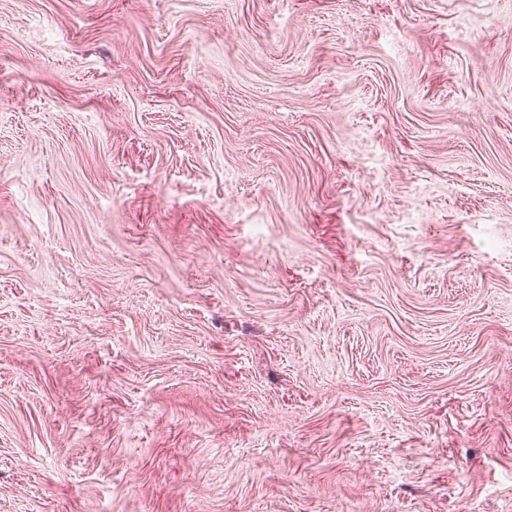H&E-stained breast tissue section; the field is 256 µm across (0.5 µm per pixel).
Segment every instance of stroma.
I'll list each match as a JSON object with an SVG mask.
<instances>
[{
  "mask_svg": "<svg viewBox=\"0 0 512 512\" xmlns=\"http://www.w3.org/2000/svg\"><path fill=\"white\" fill-rule=\"evenodd\" d=\"M0 512H512V0H0Z\"/></svg>",
  "mask_w": 512,
  "mask_h": 512,
  "instance_id": "35a3bbf8",
  "label": "stroma"
}]
</instances>
